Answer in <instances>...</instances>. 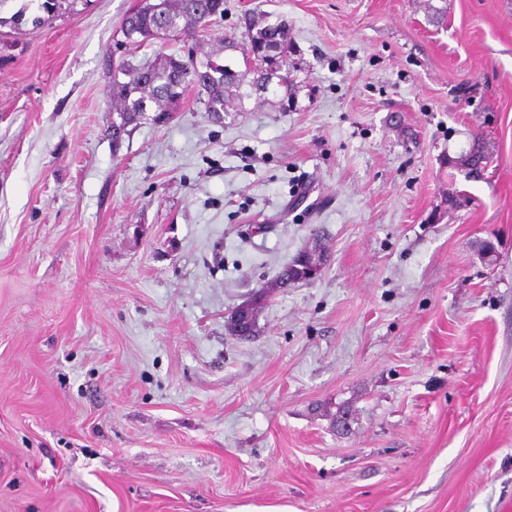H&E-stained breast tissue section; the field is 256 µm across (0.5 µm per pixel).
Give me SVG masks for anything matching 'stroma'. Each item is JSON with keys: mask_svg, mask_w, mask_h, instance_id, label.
Listing matches in <instances>:
<instances>
[{"mask_svg": "<svg viewBox=\"0 0 512 512\" xmlns=\"http://www.w3.org/2000/svg\"><path fill=\"white\" fill-rule=\"evenodd\" d=\"M136 3L0 40V512H512V0H224L117 50ZM246 14L293 87L113 142L107 60ZM313 248H305L299 252L280 274L276 284L274 286L288 287V285L295 283L308 282L315 279L321 272V265L324 261L323 254H326L327 250L323 242L322 234L320 229L314 228L311 230ZM319 250L320 258L313 260L312 255L314 252Z\"/></svg>", "mask_w": 512, "mask_h": 512, "instance_id": "35a3bbf8", "label": "stroma"}]
</instances>
